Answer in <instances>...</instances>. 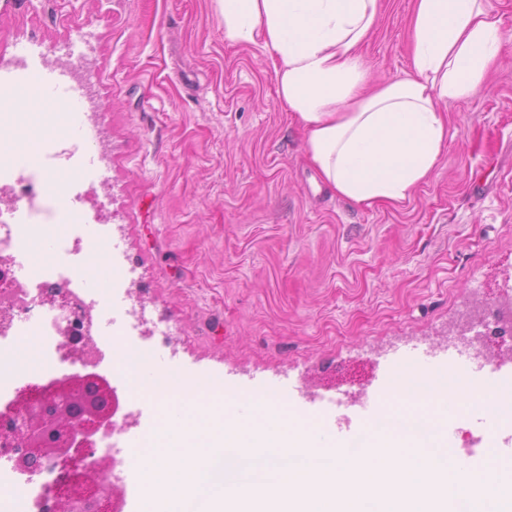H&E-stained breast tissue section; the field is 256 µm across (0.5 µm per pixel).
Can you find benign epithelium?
<instances>
[{
    "instance_id": "benign-epithelium-1",
    "label": "benign epithelium",
    "mask_w": 512,
    "mask_h": 512,
    "mask_svg": "<svg viewBox=\"0 0 512 512\" xmlns=\"http://www.w3.org/2000/svg\"><path fill=\"white\" fill-rule=\"evenodd\" d=\"M96 384L105 405H92L87 389ZM119 411L118 398L111 383L92 371H79L53 380L34 392L13 400L0 411L5 424L0 433L21 441L27 448L68 458L70 453L91 454L95 441L112 431ZM112 461L94 463L93 475L65 483L58 490L61 512H70L76 500L86 501L91 512H120L118 495L104 480Z\"/></svg>"
}]
</instances>
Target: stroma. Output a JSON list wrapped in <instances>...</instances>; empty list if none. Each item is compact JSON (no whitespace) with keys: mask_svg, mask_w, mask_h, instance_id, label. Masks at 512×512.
I'll return each mask as SVG.
<instances>
[{"mask_svg":"<svg viewBox=\"0 0 512 512\" xmlns=\"http://www.w3.org/2000/svg\"><path fill=\"white\" fill-rule=\"evenodd\" d=\"M412 0H382L370 81L410 69ZM41 44L102 105L104 211L182 369L247 397L380 394L392 363L440 352L466 304L512 286V46L482 90L448 102V142L400 203L336 196L307 160L265 50L224 40L216 0H0V67Z\"/></svg>","mask_w":512,"mask_h":512,"instance_id":"obj_1","label":"stroma"}]
</instances>
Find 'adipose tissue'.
<instances>
[{"label":"adipose tissue","instance_id":"ef3b65f1","mask_svg":"<svg viewBox=\"0 0 512 512\" xmlns=\"http://www.w3.org/2000/svg\"><path fill=\"white\" fill-rule=\"evenodd\" d=\"M224 39L261 45L276 94L337 196L401 202L434 173L448 141L445 104L484 85L512 30L492 0H415L409 73L369 84L359 47L380 0H217Z\"/></svg>","mask_w":512,"mask_h":512}]
</instances>
